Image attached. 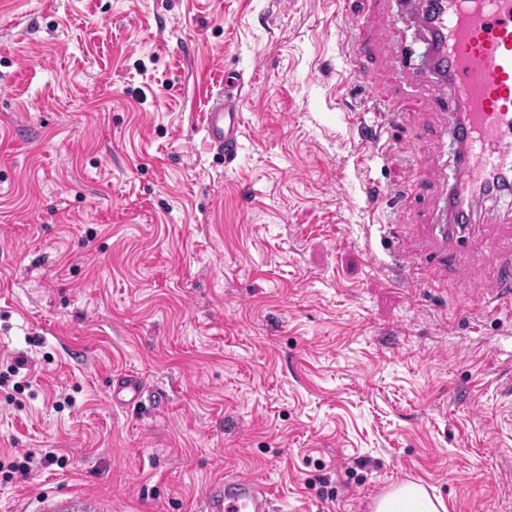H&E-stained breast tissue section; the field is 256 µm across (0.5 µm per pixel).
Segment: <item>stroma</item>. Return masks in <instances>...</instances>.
Wrapping results in <instances>:
<instances>
[{
	"instance_id": "obj_1",
	"label": "stroma",
	"mask_w": 512,
	"mask_h": 512,
	"mask_svg": "<svg viewBox=\"0 0 512 512\" xmlns=\"http://www.w3.org/2000/svg\"><path fill=\"white\" fill-rule=\"evenodd\" d=\"M228 72L232 160L203 131ZM436 88L399 0H0V512H201L227 474L274 512L408 481L512 512V312L482 300L512 199L432 279L395 272L453 172L422 138ZM29 452L51 460L25 480ZM148 393L147 387L139 376L124 375L112 384V399L122 404H138ZM44 512H95L98 505L83 497L59 496L44 501Z\"/></svg>"
}]
</instances>
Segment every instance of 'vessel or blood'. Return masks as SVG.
Instances as JSON below:
<instances>
[{
    "label": "vessel or blood",
    "instance_id": "obj_1",
    "mask_svg": "<svg viewBox=\"0 0 512 512\" xmlns=\"http://www.w3.org/2000/svg\"><path fill=\"white\" fill-rule=\"evenodd\" d=\"M402 6L431 48L429 65L438 80L441 127L424 132L435 147L454 145L458 161L451 184L437 201L445 223L428 225L444 242L434 263L446 265L450 251L465 253L467 237L456 225L475 220L480 188L495 196L512 193V0H402ZM237 83L225 82L211 98L204 129L211 146L234 157L242 136ZM147 387L139 376L114 380L112 398L122 404L142 401ZM82 497L45 501L43 512H96ZM267 484L236 475L213 483L202 512H272Z\"/></svg>",
    "mask_w": 512,
    "mask_h": 512
}]
</instances>
